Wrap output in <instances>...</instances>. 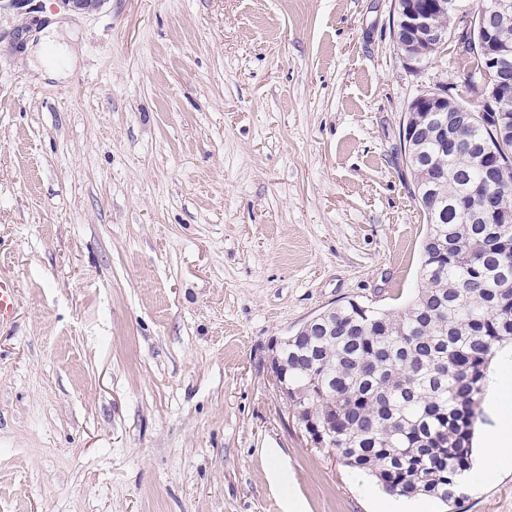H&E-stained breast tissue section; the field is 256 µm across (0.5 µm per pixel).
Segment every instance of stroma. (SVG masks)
I'll use <instances>...</instances> for the list:
<instances>
[{
  "label": "stroma",
  "instance_id": "35a3bbf8",
  "mask_svg": "<svg viewBox=\"0 0 512 512\" xmlns=\"http://www.w3.org/2000/svg\"><path fill=\"white\" fill-rule=\"evenodd\" d=\"M0 13V512H380L308 441L270 346L346 301L403 308L425 218L394 0H32ZM62 20L77 61L31 74ZM452 509L512 512V469ZM17 298L13 280L0 276V327L11 325L16 319Z\"/></svg>",
  "mask_w": 512,
  "mask_h": 512
}]
</instances>
